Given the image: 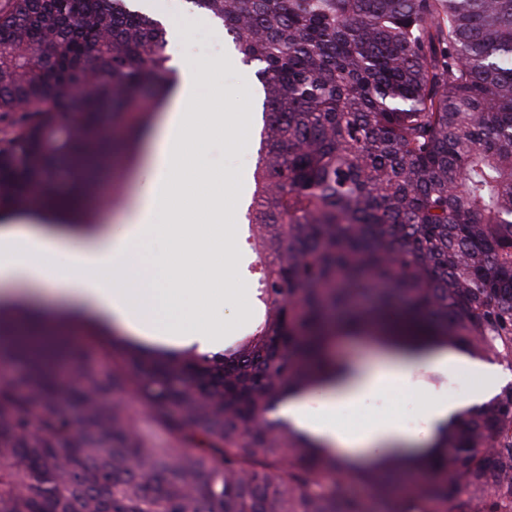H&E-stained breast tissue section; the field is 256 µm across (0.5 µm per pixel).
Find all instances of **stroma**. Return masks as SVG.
I'll return each instance as SVG.
<instances>
[{
  "instance_id": "obj_1",
  "label": "stroma",
  "mask_w": 512,
  "mask_h": 512,
  "mask_svg": "<svg viewBox=\"0 0 512 512\" xmlns=\"http://www.w3.org/2000/svg\"><path fill=\"white\" fill-rule=\"evenodd\" d=\"M151 11L169 24L183 29L184 38L176 46V53L206 73L205 83L199 90L195 104L196 111H209L211 94L216 91L220 94L225 121L247 126L248 139L244 147L235 150L220 141H207L203 144V152L214 179L230 183L235 190L234 197L224 201L225 211L232 216L229 229L235 242V259L228 274L229 283L233 286L244 285L249 294H256L254 267L257 256L251 245L260 234L261 227L248 224L245 214L255 189L254 170L263 127L261 87L252 68L243 63L223 27L215 26L213 18L194 7L189 0H156ZM224 57L230 59V67L212 68V61ZM113 143L111 152L103 158L96 174L99 205L92 222L100 228L121 223L126 211L138 197L140 169L149 157V145L144 138H137L128 144L119 135L114 137ZM482 382L479 374L462 365L449 371L416 370L411 374L409 385L391 390L393 405L385 414L397 418L404 404L411 403L421 409L434 394L449 397L455 385L463 383L473 391Z\"/></svg>"
}]
</instances>
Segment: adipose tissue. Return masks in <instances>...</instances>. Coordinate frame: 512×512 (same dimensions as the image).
I'll list each match as a JSON object with an SVG mask.
<instances>
[{"instance_id": "obj_1", "label": "adipose tissue", "mask_w": 512, "mask_h": 512, "mask_svg": "<svg viewBox=\"0 0 512 512\" xmlns=\"http://www.w3.org/2000/svg\"><path fill=\"white\" fill-rule=\"evenodd\" d=\"M199 69L182 65L170 109L150 144L140 196L122 223L79 237L35 224L0 225V299H16L17 286L80 301L114 323L130 339L149 347L199 351L218 348L225 315L248 305L224 287V268L235 249L223 233L227 185L202 194L210 173L200 143L220 135L237 146L241 128L222 113L198 122L193 96ZM463 356L437 349L368 373L347 372L288 402L291 423L332 450L372 457L420 445L397 421L383 419L350 429L336 417L378 392L404 385L417 366L453 368Z\"/></svg>"}]
</instances>
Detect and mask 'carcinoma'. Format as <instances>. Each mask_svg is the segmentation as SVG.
<instances>
[{
  "label": "carcinoma",
  "mask_w": 512,
  "mask_h": 512,
  "mask_svg": "<svg viewBox=\"0 0 512 512\" xmlns=\"http://www.w3.org/2000/svg\"><path fill=\"white\" fill-rule=\"evenodd\" d=\"M263 93L248 223L263 318L235 346L159 353L98 336L59 376L62 329L0 306V512H512V386L387 471L343 459L277 404L347 366L335 338L512 358V0H188ZM167 31L132 0H0V217L87 206L145 86L175 85ZM133 391L167 435L132 432ZM67 340L76 349L80 356L89 357L95 361L98 366L102 369H108L111 367L110 360L101 351L99 343L84 339L80 343V339L86 335L84 327L80 323H75L71 329ZM81 344L79 347L77 344Z\"/></svg>",
  "instance_id": "cac0c4a2"
}]
</instances>
